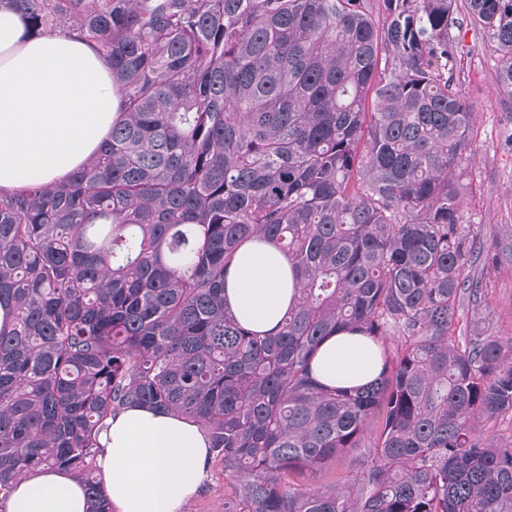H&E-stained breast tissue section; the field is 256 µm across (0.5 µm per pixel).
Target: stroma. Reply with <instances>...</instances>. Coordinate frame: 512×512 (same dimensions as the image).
I'll use <instances>...</instances> for the list:
<instances>
[{"label":"stroma","instance_id":"35a3bbf8","mask_svg":"<svg viewBox=\"0 0 512 512\" xmlns=\"http://www.w3.org/2000/svg\"><path fill=\"white\" fill-rule=\"evenodd\" d=\"M457 18L458 25L449 31L455 81L472 114L469 187L459 222L472 244L473 270L487 294L481 319H474L471 304L465 303L456 311L454 328L460 332L479 321L494 334L512 338V97L496 90L499 59L487 34L475 28L465 12H458ZM490 252L497 254V262H488ZM360 455L353 450L298 481L318 487L354 484L361 471ZM231 492L223 461L211 457L185 512H224V498Z\"/></svg>","mask_w":512,"mask_h":512}]
</instances>
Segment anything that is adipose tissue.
Masks as SVG:
<instances>
[{
	"label": "adipose tissue",
	"instance_id": "ef3b65f1",
	"mask_svg": "<svg viewBox=\"0 0 512 512\" xmlns=\"http://www.w3.org/2000/svg\"><path fill=\"white\" fill-rule=\"evenodd\" d=\"M119 117L108 60L64 32L31 35L22 16L0 6V190L32 179L65 181L98 150ZM286 256L268 242L242 245L228 266L224 302L237 319L274 333L292 302ZM381 369V348L339 332L319 347L311 374L323 386L354 389ZM96 467L111 512H183L204 475L209 440L197 424L131 406L99 435ZM87 496L70 474L47 468L19 480L5 512H86Z\"/></svg>",
	"mask_w": 512,
	"mask_h": 512
}]
</instances>
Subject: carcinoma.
I'll return each mask as SVG.
<instances>
[{
  "mask_svg": "<svg viewBox=\"0 0 512 512\" xmlns=\"http://www.w3.org/2000/svg\"><path fill=\"white\" fill-rule=\"evenodd\" d=\"M365 2L7 0L29 31L98 48L120 119L65 182L0 191L1 504L47 466L110 512L98 436L139 404L199 425L224 512H512V444L471 427L512 413V340L452 330L485 296L457 219L456 0ZM463 2L512 97V0ZM249 240L295 273L273 334L224 303ZM339 331L400 352L325 389L310 365ZM363 447L355 485L286 482Z\"/></svg>",
  "mask_w": 512,
  "mask_h": 512,
  "instance_id": "obj_1",
  "label": "carcinoma"
}]
</instances>
